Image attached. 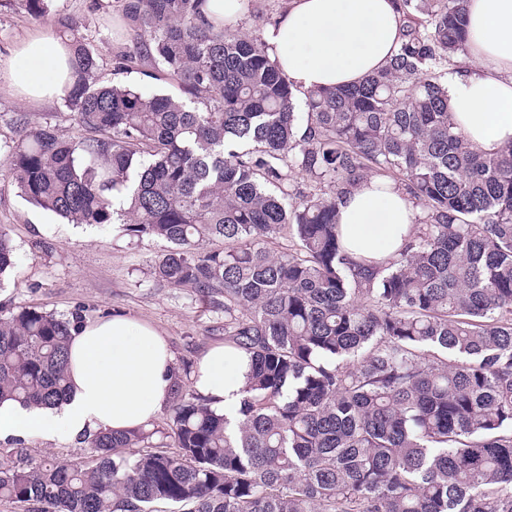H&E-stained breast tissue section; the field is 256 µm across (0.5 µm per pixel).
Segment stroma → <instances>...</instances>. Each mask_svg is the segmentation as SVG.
<instances>
[{
  "label": "stroma",
  "instance_id": "obj_1",
  "mask_svg": "<svg viewBox=\"0 0 512 512\" xmlns=\"http://www.w3.org/2000/svg\"><path fill=\"white\" fill-rule=\"evenodd\" d=\"M48 7V18L37 19L18 7L0 6L1 61L31 34L51 28L53 19L76 18L84 25L87 44L98 51L101 82L135 84L151 93L166 91V84L138 72H113L114 52L131 50L135 43L122 17L121 0H48ZM284 7L285 0H250L248 10L226 23L261 39ZM63 110L61 100L31 104L0 86V145L20 138L14 123L19 112L56 125L60 134L79 136V129L63 118ZM0 230L10 236L17 256L15 267L0 277V314L36 306L59 315L77 312L88 322L121 314L151 325L168 342L184 391L195 392V368L207 350L224 342V312L197 300L190 289L153 279L150 266L164 253V242L131 239L118 224L63 223L27 203L1 169ZM22 441L32 459L49 455L83 463L91 456L80 437L29 433Z\"/></svg>",
  "mask_w": 512,
  "mask_h": 512
}]
</instances>
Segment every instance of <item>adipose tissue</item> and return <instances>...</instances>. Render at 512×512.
Wrapping results in <instances>:
<instances>
[{
    "label": "adipose tissue",
    "mask_w": 512,
    "mask_h": 512,
    "mask_svg": "<svg viewBox=\"0 0 512 512\" xmlns=\"http://www.w3.org/2000/svg\"><path fill=\"white\" fill-rule=\"evenodd\" d=\"M265 42L288 79L308 90L361 81L386 66L402 40L392 0H287ZM467 46L471 63L449 74L448 102L471 147L492 152L512 141V0H469ZM68 57L60 37L39 31L18 44L0 80L32 102L61 98L73 81ZM338 210L348 248L373 259L400 246L416 215L402 187L377 178ZM69 356L68 401L52 408L0 403V437L124 433L146 425L171 398L173 354L150 325L122 316L84 324L73 332ZM248 370L244 353L215 346L199 363L196 387L231 415Z\"/></svg>",
    "instance_id": "ef3b65f1"
}]
</instances>
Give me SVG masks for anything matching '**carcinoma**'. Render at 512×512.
Segmentation results:
<instances>
[{"label":"carcinoma","mask_w":512,"mask_h":512,"mask_svg":"<svg viewBox=\"0 0 512 512\" xmlns=\"http://www.w3.org/2000/svg\"><path fill=\"white\" fill-rule=\"evenodd\" d=\"M394 2L403 41L387 67L303 92L264 42L204 22L206 0H123L136 42L114 71L163 78L166 94L100 83L82 23L56 20L74 77L63 117L86 135L19 113L0 165L70 224L167 243L154 278L224 309V346L250 371L233 420L175 390L171 445L140 427L87 435L81 465L0 449V498L40 512H512V142L474 152L448 108L468 0ZM16 4L48 16V0ZM371 177L420 210L379 261L348 251L338 223ZM283 236L288 249L268 248ZM15 264L0 230V275ZM82 321L1 316L0 402L65 401Z\"/></svg>","instance_id":"1"}]
</instances>
